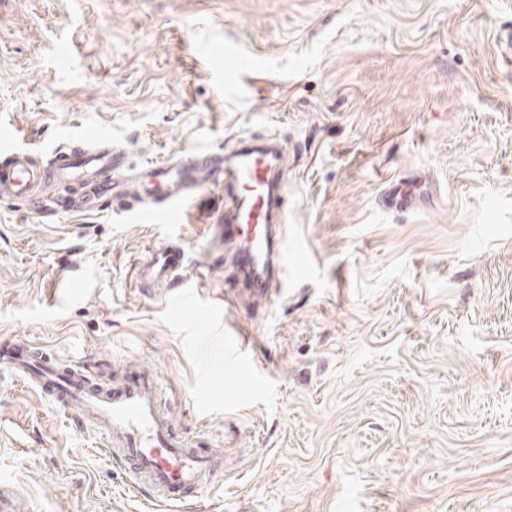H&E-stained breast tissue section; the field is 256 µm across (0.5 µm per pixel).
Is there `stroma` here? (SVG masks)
Here are the masks:
<instances>
[{
    "mask_svg": "<svg viewBox=\"0 0 512 512\" xmlns=\"http://www.w3.org/2000/svg\"><path fill=\"white\" fill-rule=\"evenodd\" d=\"M87 125L136 165L284 145L307 275L268 306L225 302L228 264L195 303L189 276L134 288L170 237L202 262L220 185L180 224L0 201V336L106 382L156 365L224 453L196 512H512V0H0V132L43 163ZM0 485L27 512H173L1 368Z\"/></svg>",
    "mask_w": 512,
    "mask_h": 512,
    "instance_id": "stroma-1",
    "label": "stroma"
}]
</instances>
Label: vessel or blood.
I'll use <instances>...</instances> for the list:
<instances>
[{
    "label": "vessel or blood",
    "mask_w": 512,
    "mask_h": 512,
    "mask_svg": "<svg viewBox=\"0 0 512 512\" xmlns=\"http://www.w3.org/2000/svg\"><path fill=\"white\" fill-rule=\"evenodd\" d=\"M82 145L61 144L46 166H36L26 149L0 148V199L27 200L46 215L67 212L51 189L77 185L85 195L76 207L93 211L107 205L116 212H156L180 223L185 204L205 184L224 187V207L216 222L234 278L228 288H244L270 301L288 281V250L274 227L283 223L285 196L275 184L284 169L279 143L237 139L229 153L195 151L174 163L145 166L148 184L132 175L125 150L95 128L84 129ZM179 239L147 250L133 270L134 285L148 294L169 288L185 268ZM0 367L19 382L76 413L83 426L103 438L105 450L131 476L135 490L149 491L164 504H184L224 475V459L196 448L178 430L160 370L139 359L126 361L111 383L82 367L46 358L25 338L0 342Z\"/></svg>",
    "instance_id": "obj_1"
}]
</instances>
